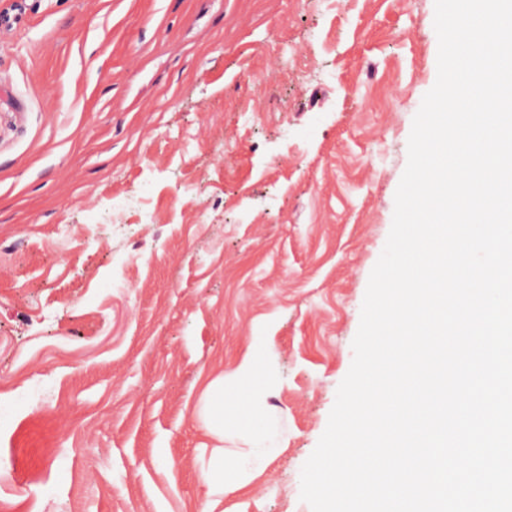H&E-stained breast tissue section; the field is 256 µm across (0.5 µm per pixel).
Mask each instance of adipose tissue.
I'll return each mask as SVG.
<instances>
[{
  "instance_id": "adipose-tissue-1",
  "label": "adipose tissue",
  "mask_w": 512,
  "mask_h": 512,
  "mask_svg": "<svg viewBox=\"0 0 512 512\" xmlns=\"http://www.w3.org/2000/svg\"><path fill=\"white\" fill-rule=\"evenodd\" d=\"M259 362L258 354H249L232 372L220 374L207 389V399L211 402L223 398L225 387L241 389L249 404L248 411L237 416L235 425L240 435L249 444L251 452L244 458H229L223 453H216L213 473L219 476L220 481L213 484V493H220V483L224 480L244 483L275 452L265 407L262 403L263 389L252 381Z\"/></svg>"
}]
</instances>
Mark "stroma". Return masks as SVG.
I'll return each mask as SVG.
<instances>
[{"mask_svg": "<svg viewBox=\"0 0 512 512\" xmlns=\"http://www.w3.org/2000/svg\"><path fill=\"white\" fill-rule=\"evenodd\" d=\"M435 0H25L0 40V512H310ZM209 210L195 221L186 191ZM140 197L156 221L129 213ZM265 351L220 501L202 392ZM260 360V355L256 353L249 354L242 359L232 372L225 374L222 372L207 389L209 409L207 427L219 442H224V422L217 415L213 417L211 404L217 399H223L224 385L225 388L226 383L230 388H242L249 404V410L238 415L234 424L239 429L240 435L249 444V448H251L250 455L244 458H228L224 456V449H220L223 446L216 447L213 473L209 480L214 495L221 493L220 482L214 478L215 476H222L225 483L226 481H235L238 484L244 483L276 451L267 423L265 407L261 399L263 389L260 385L252 383L253 375Z\"/></svg>", "mask_w": 512, "mask_h": 512, "instance_id": "35a3bbf8", "label": "stroma"}]
</instances>
